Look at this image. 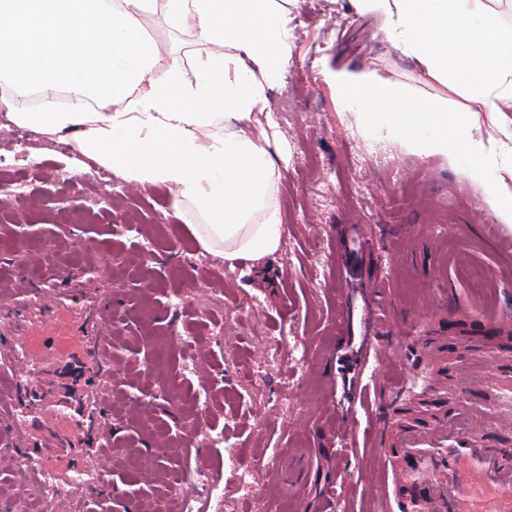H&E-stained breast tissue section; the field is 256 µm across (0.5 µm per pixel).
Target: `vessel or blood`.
<instances>
[{
  "label": "vessel or blood",
  "instance_id": "b4317fda",
  "mask_svg": "<svg viewBox=\"0 0 512 512\" xmlns=\"http://www.w3.org/2000/svg\"><path fill=\"white\" fill-rule=\"evenodd\" d=\"M0 305L11 312L0 355V427L8 435L0 467L30 489L51 479L54 493L41 500V512H70L73 493L96 497L111 487L112 305L28 283L1 289ZM483 362L484 369L465 364L437 384L461 394L491 388L496 407L467 404L405 427L396 454L386 456L391 483L372 484L371 492L383 497L396 486L395 512H512V458L488 447L483 434L488 420L512 429V368L494 347Z\"/></svg>",
  "mask_w": 512,
  "mask_h": 512
}]
</instances>
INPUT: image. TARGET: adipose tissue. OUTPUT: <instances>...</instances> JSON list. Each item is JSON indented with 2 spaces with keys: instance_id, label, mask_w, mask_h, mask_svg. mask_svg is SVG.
<instances>
[{
  "instance_id": "1",
  "label": "adipose tissue",
  "mask_w": 512,
  "mask_h": 512,
  "mask_svg": "<svg viewBox=\"0 0 512 512\" xmlns=\"http://www.w3.org/2000/svg\"><path fill=\"white\" fill-rule=\"evenodd\" d=\"M295 0H0V105L10 122L54 134L133 183L163 184L175 210L192 208L190 230L228 266L266 263L278 252L282 223L273 194L281 177L262 129L267 92L292 55ZM382 19L381 34L429 81L464 103L416 99L411 89L371 70L324 67L338 103L385 119L406 146L455 159L470 172L512 177V146L473 136L477 112H512V23L481 0H353ZM160 12L172 27L193 25L219 46L197 57L186 81L179 58L163 79L141 18ZM76 90L59 107L61 88ZM38 92L33 110L16 97ZM104 111L91 109V102Z\"/></svg>"
}]
</instances>
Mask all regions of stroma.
I'll use <instances>...</instances> for the list:
<instances>
[{"mask_svg": "<svg viewBox=\"0 0 512 512\" xmlns=\"http://www.w3.org/2000/svg\"><path fill=\"white\" fill-rule=\"evenodd\" d=\"M141 23L152 78L175 55L193 79L209 46L160 15ZM291 26L268 92L283 222L269 272L205 251L167 186L115 179L113 204L60 180L97 163L50 136L23 147L37 168L0 176V281L112 296V512H172L186 493L206 512H386L367 499L394 445L376 415L423 425L437 395L407 345L451 367L512 339V223L486 204L496 172L407 148L340 108L320 69L374 70L422 99L445 89L350 0H298Z\"/></svg>", "mask_w": 512, "mask_h": 512, "instance_id": "obj_1", "label": "stroma"}]
</instances>
